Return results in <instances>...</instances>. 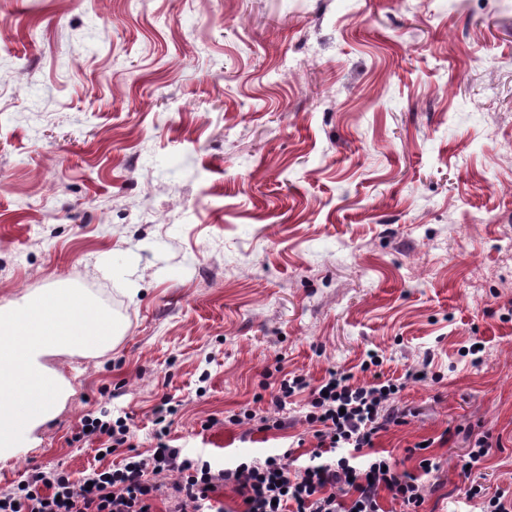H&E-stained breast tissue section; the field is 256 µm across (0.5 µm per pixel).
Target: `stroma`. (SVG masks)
<instances>
[{
    "mask_svg": "<svg viewBox=\"0 0 512 512\" xmlns=\"http://www.w3.org/2000/svg\"><path fill=\"white\" fill-rule=\"evenodd\" d=\"M58 285L122 337L54 357L75 393L2 491L152 455L166 399L169 447L295 470L312 430L261 423L283 379L422 368L375 451L424 512L512 497V0H0V305ZM89 428V431H85ZM82 434L85 437H92L99 441L103 438L106 440L102 443L105 446V453H111L112 449L122 448L128 442L129 429L125 422L116 419H102L100 417H87L82 424Z\"/></svg>",
    "mask_w": 512,
    "mask_h": 512,
    "instance_id": "35a3bbf8",
    "label": "stroma"
}]
</instances>
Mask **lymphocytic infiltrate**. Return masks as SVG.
Wrapping results in <instances>:
<instances>
[{"instance_id": "lymphocytic-infiltrate-1", "label": "lymphocytic infiltrate", "mask_w": 512, "mask_h": 512, "mask_svg": "<svg viewBox=\"0 0 512 512\" xmlns=\"http://www.w3.org/2000/svg\"><path fill=\"white\" fill-rule=\"evenodd\" d=\"M400 390L389 379L355 384L335 370L314 388L300 376L282 380L271 406L282 409L288 398L308 392L304 420L316 439L306 465L296 471L284 454L261 461L243 457L234 467L216 470L203 455L162 443L155 460L131 456L77 481L59 470L33 471L16 489L0 491V512H154L160 497L166 512H224L228 487L245 499L244 512H382L384 491L406 512H420L425 495L416 476L388 455L377 453L362 463L355 458L373 447L379 431L405 424V413L394 407ZM153 473L174 479L167 485L153 482Z\"/></svg>"}]
</instances>
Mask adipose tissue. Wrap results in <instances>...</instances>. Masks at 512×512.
<instances>
[{"label":"adipose tissue","instance_id":"obj_1","mask_svg":"<svg viewBox=\"0 0 512 512\" xmlns=\"http://www.w3.org/2000/svg\"><path fill=\"white\" fill-rule=\"evenodd\" d=\"M116 335L111 315L75 288H48L21 306L0 305V461L38 447L39 429L72 391L49 358L107 350Z\"/></svg>","mask_w":512,"mask_h":512}]
</instances>
